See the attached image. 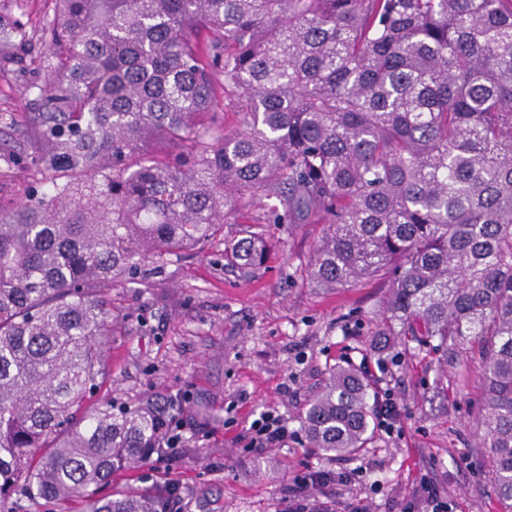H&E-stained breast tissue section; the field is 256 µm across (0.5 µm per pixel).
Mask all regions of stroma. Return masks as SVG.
<instances>
[{
  "instance_id": "obj_1",
  "label": "stroma",
  "mask_w": 512,
  "mask_h": 512,
  "mask_svg": "<svg viewBox=\"0 0 512 512\" xmlns=\"http://www.w3.org/2000/svg\"><path fill=\"white\" fill-rule=\"evenodd\" d=\"M52 0H0V18L26 33L19 65L0 68V204L26 198L41 176L31 163L32 117L45 53L42 26ZM260 199L225 225L226 241L244 230L271 243L268 260L249 273L227 265L223 244L188 251L178 261H148L149 286L112 283L108 376L93 402L136 406L165 396L181 405L185 451L167 468L142 467L152 482L174 480L184 512H283L306 469L360 468L354 484H331L322 500L349 512H403L433 484L453 512H500L490 462L478 448L481 369L463 344L447 358L404 336L379 338L388 283L317 288L308 263L321 224H266ZM385 363L382 378L402 420L392 434L371 429L364 451L334 457L307 440L263 452L240 436L268 408L301 427L309 401L338 365Z\"/></svg>"
}]
</instances>
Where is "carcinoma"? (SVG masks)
I'll return each mask as SVG.
<instances>
[{
	"label": "carcinoma",
	"mask_w": 512,
	"mask_h": 512,
	"mask_svg": "<svg viewBox=\"0 0 512 512\" xmlns=\"http://www.w3.org/2000/svg\"><path fill=\"white\" fill-rule=\"evenodd\" d=\"M55 2L45 190L0 208V512H180L176 481L103 493L176 454L159 421L179 412L86 405L107 375L100 289L215 240L256 195L277 200L267 224L324 221L316 286L389 281L381 335L398 324L445 358L474 337L479 447L512 512V0ZM24 38L0 20V62ZM268 257L248 230L224 246L244 271ZM372 415L337 367L302 430L352 456Z\"/></svg>",
	"instance_id": "carcinoma-1"
}]
</instances>
